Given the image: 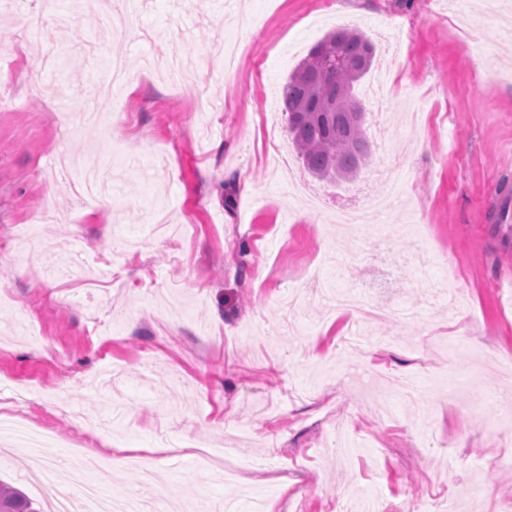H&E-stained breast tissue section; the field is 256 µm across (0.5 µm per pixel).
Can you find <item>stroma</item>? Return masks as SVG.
Returning <instances> with one entry per match:
<instances>
[{
    "mask_svg": "<svg viewBox=\"0 0 512 512\" xmlns=\"http://www.w3.org/2000/svg\"><path fill=\"white\" fill-rule=\"evenodd\" d=\"M512 0H0V410L57 443L72 494L110 460L107 492L190 512H404L449 482L460 512L512 498ZM339 25L379 62L359 84L367 133L407 190L335 224L345 199L294 150L280 88ZM127 78L108 85V45ZM488 53L476 51V44ZM37 82L63 94L33 95ZM106 192L85 206L54 157ZM401 287L361 324L323 288ZM346 417L364 445L327 447ZM176 438L179 450L154 452ZM116 448L145 449L143 466ZM456 470H449L447 456ZM295 463L284 486L278 469Z\"/></svg>",
    "mask_w": 512,
    "mask_h": 512,
    "instance_id": "1",
    "label": "stroma"
}]
</instances>
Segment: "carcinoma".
I'll return each mask as SVG.
<instances>
[{
	"mask_svg": "<svg viewBox=\"0 0 512 512\" xmlns=\"http://www.w3.org/2000/svg\"><path fill=\"white\" fill-rule=\"evenodd\" d=\"M375 47L357 29L316 43L280 89L288 134L305 167L321 180L350 179L371 155L364 123L345 108L361 104L355 88L373 65ZM0 512H39L19 489L0 482Z\"/></svg>",
	"mask_w": 512,
	"mask_h": 512,
	"instance_id": "1",
	"label": "carcinoma"
}]
</instances>
